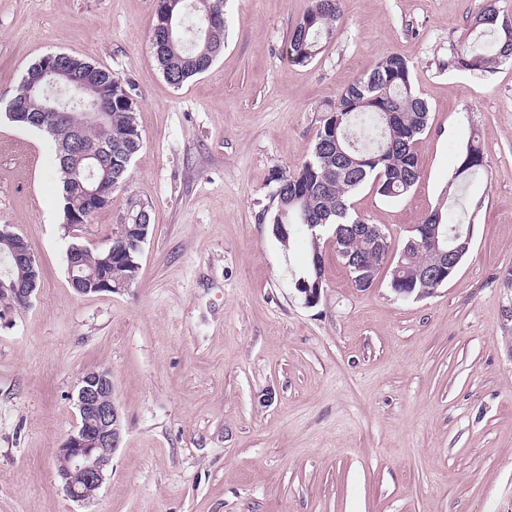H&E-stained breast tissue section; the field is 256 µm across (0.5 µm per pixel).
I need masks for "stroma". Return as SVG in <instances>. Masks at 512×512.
Masks as SVG:
<instances>
[{
	"instance_id": "stroma-1",
	"label": "stroma",
	"mask_w": 512,
	"mask_h": 512,
	"mask_svg": "<svg viewBox=\"0 0 512 512\" xmlns=\"http://www.w3.org/2000/svg\"><path fill=\"white\" fill-rule=\"evenodd\" d=\"M310 5L226 0L223 53L175 86L151 48L154 0H0L1 92L44 54L77 55L129 84L142 136L126 189L69 232L50 138L0 110V225L41 268L30 306L0 310V512H512V64L448 68L485 0H342L323 52L295 64ZM386 53L429 108L422 175L351 206L401 246L475 140L472 244L404 300L384 274L356 287L324 239L310 307L295 288L306 237L283 248L261 221L272 176L309 157L343 88ZM131 197L151 216L135 283L77 295L69 246L106 247ZM102 368L124 431L82 504L56 450L81 376Z\"/></svg>"
}]
</instances>
